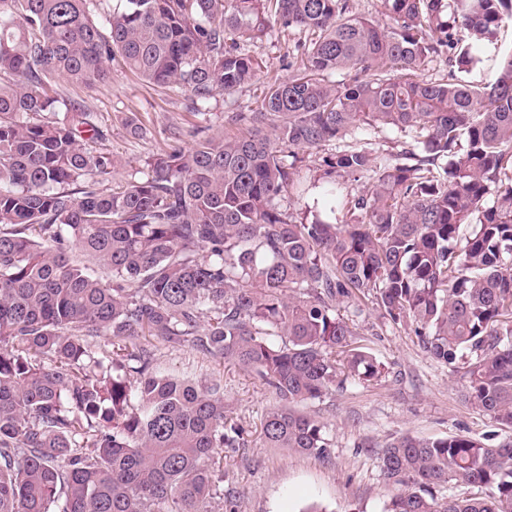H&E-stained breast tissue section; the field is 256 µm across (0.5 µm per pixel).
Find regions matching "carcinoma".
Wrapping results in <instances>:
<instances>
[{
  "label": "carcinoma",
  "mask_w": 512,
  "mask_h": 512,
  "mask_svg": "<svg viewBox=\"0 0 512 512\" xmlns=\"http://www.w3.org/2000/svg\"><path fill=\"white\" fill-rule=\"evenodd\" d=\"M105 2L0 0V512H211L245 431L221 385L156 372L149 336L268 386L262 447L327 456L324 424L296 405L385 373L337 313L365 299L464 365L469 400L512 429V49L490 86L455 77L512 0H382L386 24L350 0ZM271 16L308 34L305 61L235 113L244 132L100 188L116 160L95 113L50 94L56 80H103L118 57L203 105L255 77L241 45ZM444 55L448 77L420 76ZM379 128L399 152L347 144L301 177L299 152ZM365 174L367 193H341ZM314 190L326 217L290 218L281 201ZM102 336L108 354L88 342ZM492 440L385 444V512H512V441ZM450 482L477 493L436 499Z\"/></svg>",
  "instance_id": "1"
}]
</instances>
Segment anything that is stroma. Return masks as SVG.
Segmentation results:
<instances>
[{
	"label": "stroma",
	"mask_w": 512,
	"mask_h": 512,
	"mask_svg": "<svg viewBox=\"0 0 512 512\" xmlns=\"http://www.w3.org/2000/svg\"><path fill=\"white\" fill-rule=\"evenodd\" d=\"M302 39L297 32L271 28L249 46L261 62L254 80L236 94L216 96L202 107L187 95L147 84L118 62L107 81L88 85L62 79L57 91L96 114L104 143L117 160L102 185L115 190L141 177L153 154L174 145L190 148L202 137L238 134L240 128L232 120L237 106L260 105L269 84L287 79L301 66L303 55L296 44ZM511 48L512 20L506 19L485 40L466 80L493 84L503 52ZM131 116L142 133L129 127ZM358 332L359 346L384 363L386 371L379 380L352 379L343 389L304 404V411L326 424L332 441L329 456L321 459L262 447L260 422L276 398L254 374L213 361L189 345L153 340V358L163 371L203 382L223 380L226 413L245 429L249 441L248 447L224 460V486L237 496L241 512H302L312 503L324 512H384L396 488L386 481L378 453L391 438L462 433L479 439L493 433L501 442L512 439V430L498 428L465 400L459 375L433 359L408 328L379 318L368 303Z\"/></svg>",
	"instance_id": "35a3bbf8"
}]
</instances>
